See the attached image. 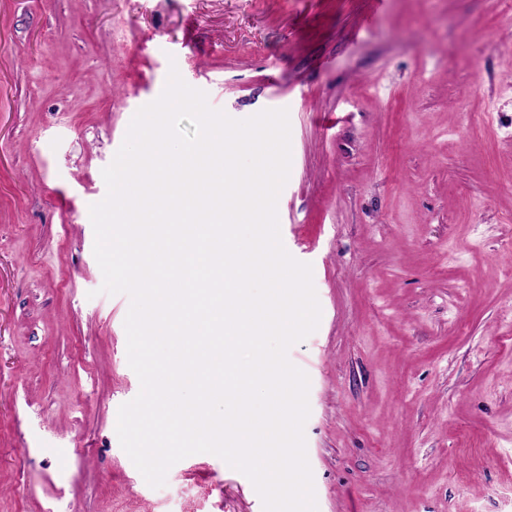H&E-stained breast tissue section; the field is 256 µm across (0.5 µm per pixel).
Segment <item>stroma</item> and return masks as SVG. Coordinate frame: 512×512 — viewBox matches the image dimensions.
Segmentation results:
<instances>
[{
    "instance_id": "obj_1",
    "label": "stroma",
    "mask_w": 512,
    "mask_h": 512,
    "mask_svg": "<svg viewBox=\"0 0 512 512\" xmlns=\"http://www.w3.org/2000/svg\"><path fill=\"white\" fill-rule=\"evenodd\" d=\"M287 109L317 512H512V0H0V512H263L211 453L122 449L127 294L85 220L170 68Z\"/></svg>"
}]
</instances>
